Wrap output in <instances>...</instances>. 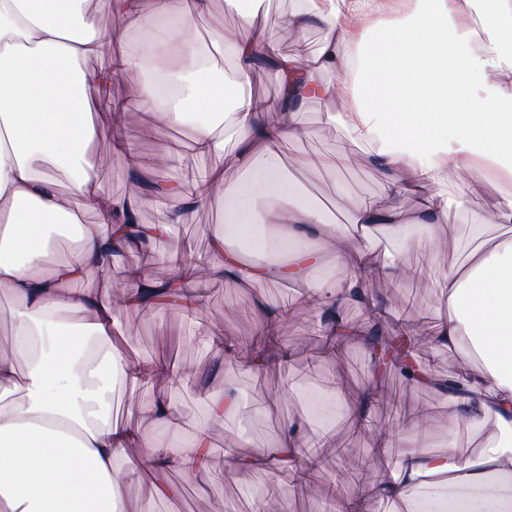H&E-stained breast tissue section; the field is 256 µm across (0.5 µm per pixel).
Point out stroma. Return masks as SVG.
Instances as JSON below:
<instances>
[{"label":"stroma","instance_id":"stroma-1","mask_svg":"<svg viewBox=\"0 0 512 512\" xmlns=\"http://www.w3.org/2000/svg\"><path fill=\"white\" fill-rule=\"evenodd\" d=\"M239 23L237 13L227 9L224 0H212L209 12L196 21L200 43L209 47L218 65L227 70L232 67L229 55L216 46L215 41L225 28ZM322 112L317 102L306 103L300 120L308 130L307 136L281 144V162L288 176L298 181L323 209L327 219L335 223L345 222L348 203L386 205L394 201L371 156L357 153L352 141L326 126ZM126 131L147 162L154 160L163 140L185 143L190 137L189 130L183 128L154 129L141 113L133 110L127 114ZM352 152L358 155L355 165L335 171L302 170L295 165L300 157H338ZM484 208V199L476 194L469 195L461 206L453 199L449 201L448 222L452 233L443 255L432 250L426 225L380 231L376 238L380 258L408 264L421 272L416 280L373 281L372 291L387 309L384 334H391L410 315L420 316L430 325L437 323L445 309V296L440 286L444 272L463 262L473 249L492 246L512 234V225L483 223ZM223 221V210L213 205L186 209L180 224L174 225L150 250L114 258L110 275L115 279L124 277L128 266L135 264L144 278H167L169 267L164 262L165 257L187 250L208 255L212 230ZM265 294L269 304L288 310V318L280 329V343L290 354L284 367L254 375L240 368L236 360L229 359L213 365L214 372L206 387L168 390L166 397L178 410L180 426L166 434L160 433L152 423L147 408L140 404L138 391L122 386L123 406L118 410L119 415H130L132 422L139 424L148 435L161 436L163 443L173 445L190 439L197 429L203 428L213 439L212 468L203 475L190 478L174 467L159 471L152 465H143V481L177 486L181 494L170 501L148 500L141 497L138 485H128L127 497L138 500L142 512H210V503L218 496L223 497L230 512H253V493L257 490L265 494L264 512H324L328 485L325 474H332V483L339 489L370 494L378 481L377 459L372 454L375 430L395 432V448L404 450L414 435L408 422L416 410L424 408L431 412L425 440L430 452H442L452 441L458 447H468L466 438H455L443 397L414 386L397 369L388 367L374 371L370 347L357 344L340 356L323 357L320 325L302 298L300 287L273 282L267 285ZM202 319L239 343L259 333L254 294L228 280L208 287ZM120 321L126 349L140 360L152 362L170 358L176 366L191 373L209 365L203 347L188 336L187 321L181 311L163 308L146 314L129 310L121 314ZM373 382L381 385L382 391L369 409L372 429H356L344 416L334 418L335 445L322 449L320 466L310 486L293 484L284 477L272 482L270 472L264 470L239 473L225 469L226 431L222 423L211 421L206 393L230 387L241 394L243 408L235 425L245 428L246 435L239 445L242 452L256 454L273 446L282 422L299 411L294 393L287 389L288 384L323 390L341 385L351 392Z\"/></svg>","mask_w":512,"mask_h":512}]
</instances>
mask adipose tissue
Wrapping results in <instances>:
<instances>
[{"mask_svg": "<svg viewBox=\"0 0 512 512\" xmlns=\"http://www.w3.org/2000/svg\"><path fill=\"white\" fill-rule=\"evenodd\" d=\"M0 0V291L13 296V334L19 349L37 350L26 369L0 356V400L20 391L23 402L0 408V512H140L125 495L142 459L156 468L177 466L186 475L208 472L211 443L199 431L187 444L165 447L113 415V370L138 387L156 426L177 423L158 385L184 382L165 363L145 365L128 357L119 317L142 306L141 292L154 281L129 270L130 291L104 276L120 247L145 249L180 223L183 209L206 207L226 168L248 172L240 185H225L224 221L215 225L206 257L185 254L170 263L172 277L190 288L186 313L193 334L221 359L236 344L201 324L204 283L230 278L261 293L269 283L306 287L307 302L321 317L328 352H338L380 323L385 308L371 283L416 277L414 268L385 262L369 242L381 228L427 225L430 242L448 241V178L462 195L488 191L485 220L512 219V0H327L315 13L293 10L272 20L242 14L249 39L225 33L237 60L221 75L199 49L196 18L209 0ZM110 12L130 25L157 18L163 41L145 40L113 49L99 18ZM325 32L317 54L279 53L277 38L311 25ZM111 51L106 70L83 68L84 60ZM287 74L276 101L255 95L251 71L258 59ZM326 73L336 83L323 82ZM122 77L139 112L162 127L183 126L192 147L214 158L211 171L191 189L159 185L156 194L133 190L112 196L99 176L106 157L126 158L132 177L150 170L134 142L120 132L123 110L112 114L104 136L92 121L98 98ZM321 103L327 125L369 149L394 198H416L414 209L394 203L356 205L350 227L326 223L277 167L258 168L254 157H276L284 138L299 136L307 101ZM276 121H269V114ZM235 134L234 152L225 148ZM69 177L59 191L55 171ZM171 200L167 220L144 224L143 207L155 197ZM93 213L97 230L72 241L69 260L57 258V241L46 233L54 218L77 224ZM348 258L350 272L337 281L313 280L328 262ZM81 281L75 293L71 283ZM447 316L430 332L434 347L468 343L453 373L461 391L448 397V419L478 440L471 453L451 447L440 455L404 450L390 478L371 496H349L351 512H374L376 502L393 512H420L410 497L418 483L459 489L452 512H512V448L501 445L512 431V238L473 250L446 274ZM360 307L361 323L348 317ZM260 332L267 344L242 360L258 372L288 360L274 337L285 309L258 302ZM308 417L288 420L276 448L244 457L227 452L231 468H282L307 446Z\"/></svg>", "mask_w": 512, "mask_h": 512, "instance_id": "ef3b65f1", "label": "adipose tissue"}]
</instances>
